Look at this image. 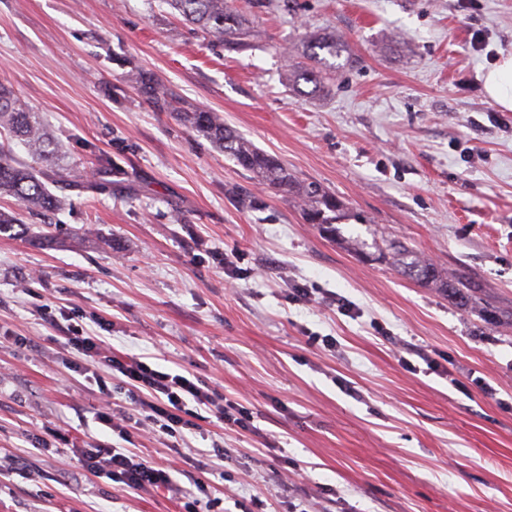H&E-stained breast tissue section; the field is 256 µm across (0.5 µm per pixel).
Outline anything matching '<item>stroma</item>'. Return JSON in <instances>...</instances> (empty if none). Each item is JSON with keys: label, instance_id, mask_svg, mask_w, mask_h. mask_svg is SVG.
<instances>
[{"label": "stroma", "instance_id": "stroma-1", "mask_svg": "<svg viewBox=\"0 0 512 512\" xmlns=\"http://www.w3.org/2000/svg\"><path fill=\"white\" fill-rule=\"evenodd\" d=\"M234 6L249 24L230 52L161 0H0V80L84 182L0 235V512H184L189 495L197 512H512V325L379 257L402 239L512 311V111L483 87L512 53V0ZM312 34L344 51L304 96L286 71ZM133 67L334 193L336 238L155 111ZM298 287L354 311L294 300ZM62 315L113 353L177 364L248 427L135 433L176 468L171 493L83 471L73 445L114 437L95 383L64 364Z\"/></svg>", "mask_w": 512, "mask_h": 512}]
</instances>
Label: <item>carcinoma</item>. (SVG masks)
<instances>
[{
	"mask_svg": "<svg viewBox=\"0 0 512 512\" xmlns=\"http://www.w3.org/2000/svg\"><path fill=\"white\" fill-rule=\"evenodd\" d=\"M184 21L201 31L214 44L234 50L244 47L245 32L242 16L230 5V0H163ZM309 59L314 66L290 70L299 92L301 84L312 85L307 94H314L332 76V71L319 67V52L336 55L337 43L325 38L309 39ZM126 79L137 88L145 100L159 112H174L179 121L209 139L213 146L232 158L258 182L271 186L297 200L306 223L316 224L331 237H336V221L343 216L344 204L321 184L299 181L276 157L254 146L224 124L218 112L183 109L174 105L164 86L148 73L134 67L126 72ZM17 140L32 159H19L10 147L0 145V196L14 198L30 212H49L64 205L65 196L52 192L54 185L63 192L81 186L78 177L64 169L54 157V149L38 113L32 111L12 90L0 84V133ZM383 257L403 275L424 283L436 284L448 292L464 308H475L482 314L490 310L481 306L476 295L477 286L463 276L442 274L432 262L414 253L405 242L392 239L386 245ZM492 314V313H490ZM492 319H498L492 314Z\"/></svg>",
	"mask_w": 512,
	"mask_h": 512,
	"instance_id": "carcinoma-1",
	"label": "carcinoma"
}]
</instances>
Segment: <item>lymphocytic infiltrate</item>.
<instances>
[{"instance_id": "f902f5d3", "label": "lymphocytic infiltrate", "mask_w": 512, "mask_h": 512, "mask_svg": "<svg viewBox=\"0 0 512 512\" xmlns=\"http://www.w3.org/2000/svg\"><path fill=\"white\" fill-rule=\"evenodd\" d=\"M68 353L79 356L76 373H93L99 395L111 399L114 390H123L129 400L126 410L98 413L100 424L127 437L131 425L151 423L159 433L170 435L188 426L192 408L214 414L224 423H238L242 414L235 404L223 401L200 381L181 374L153 368L143 356L112 354L102 337L81 326L63 328ZM78 465L85 471L102 475L133 491L172 490L170 470L157 467L141 452L132 448L84 444L75 449Z\"/></svg>"}]
</instances>
